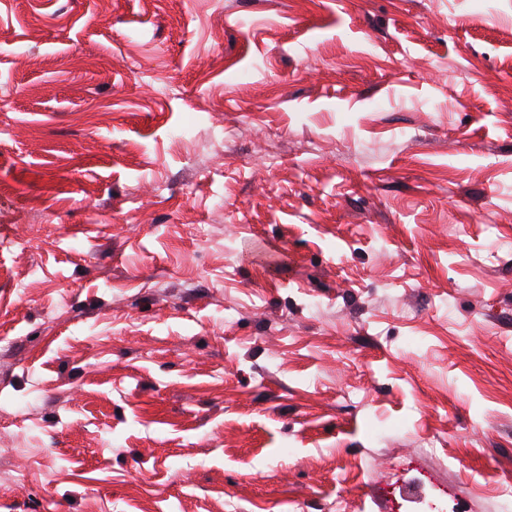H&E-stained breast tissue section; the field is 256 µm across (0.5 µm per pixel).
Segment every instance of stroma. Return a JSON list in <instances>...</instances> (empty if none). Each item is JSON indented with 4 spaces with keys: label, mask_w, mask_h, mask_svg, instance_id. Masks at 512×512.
Masks as SVG:
<instances>
[{
    "label": "stroma",
    "mask_w": 512,
    "mask_h": 512,
    "mask_svg": "<svg viewBox=\"0 0 512 512\" xmlns=\"http://www.w3.org/2000/svg\"><path fill=\"white\" fill-rule=\"evenodd\" d=\"M512 0H0V512H512Z\"/></svg>",
    "instance_id": "35a3bbf8"
}]
</instances>
